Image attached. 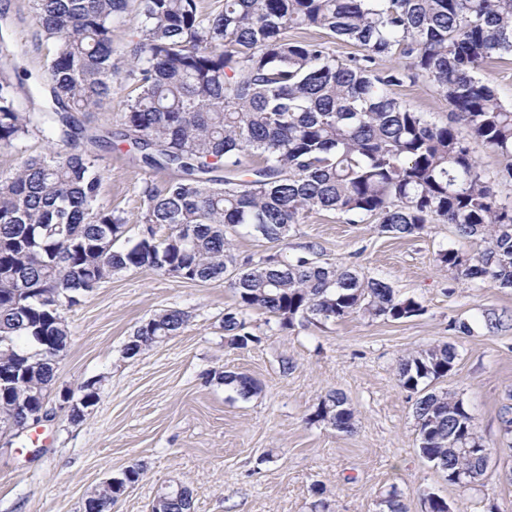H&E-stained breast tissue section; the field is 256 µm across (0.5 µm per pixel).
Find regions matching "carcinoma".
<instances>
[{
    "instance_id": "carcinoma-1",
    "label": "carcinoma",
    "mask_w": 512,
    "mask_h": 512,
    "mask_svg": "<svg viewBox=\"0 0 512 512\" xmlns=\"http://www.w3.org/2000/svg\"><path fill=\"white\" fill-rule=\"evenodd\" d=\"M129 0H34L33 22L54 44L51 79L35 93L39 112L17 104L8 69L23 54L0 20V148H19L42 135L47 153L21 157L0 176V373L31 366L0 388V427L20 405L40 411L52 389L54 345H69L66 311L112 276L151 269L186 281L224 277L238 306L224 313L231 345L255 341L252 310L291 328L303 321L336 322L353 315L400 320L423 312L385 281L349 267L300 256L270 254L237 265L233 236L245 228L279 244L313 210L351 224L378 221L382 233H421L441 221L484 248L469 263L445 250L440 263L468 279L512 288V203L494 186L512 182V162L495 173L482 168L469 141L512 159V103L478 76L483 65L512 55V0H220L205 13L201 0H139L138 40L131 58H113L114 20ZM322 30L361 54L342 58L329 42L290 30ZM396 63L383 69L377 61ZM125 75L136 94L121 116L125 141L140 142L135 159L179 175L161 190H144L140 235L115 243L126 221L100 201L102 173L93 148L112 132L90 134L74 113L102 109L112 80ZM423 77L451 107L438 125L406 107L394 89ZM188 316L152 315L125 345L133 357L178 333ZM457 358L451 344L431 345L399 358L400 386L419 394L414 404L418 449L446 477L463 470L480 481L479 459L461 441L488 449L462 398L429 391ZM213 378L249 399L260 391L248 375ZM309 421L340 433L354 430L347 398L330 392ZM143 469L128 467L114 488L87 491L84 512H112ZM170 503L151 512H187L168 488Z\"/></svg>"
}]
</instances>
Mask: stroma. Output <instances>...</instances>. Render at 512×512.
Here are the masks:
<instances>
[{
  "mask_svg": "<svg viewBox=\"0 0 512 512\" xmlns=\"http://www.w3.org/2000/svg\"><path fill=\"white\" fill-rule=\"evenodd\" d=\"M33 0H0L22 43L16 95L49 80L51 49L33 25ZM411 110L439 124L447 102L426 80L396 88ZM101 201L120 213L129 237L141 232L143 191L163 188L172 172L150 169L131 148L99 153ZM239 262L280 253L324 265L348 266L415 298L420 315L402 320L351 316L338 322L283 328L260 311L247 316L254 343L227 342L222 319L238 301L227 281L190 282L141 269L114 275L72 307L71 345L56 364L47 415L24 432L0 433V512H83L87 490L129 466L143 467L112 512H150L156 495L183 481L193 489V512H381L398 488L407 512H425L423 496L443 498L453 512H512V444L500 410L512 404V288L470 280L440 265L454 249L474 257L483 245L456 235L453 225H426L398 238L379 232L375 219L350 224L315 210L275 245L239 233ZM162 310L189 321L176 335L129 358L124 347L137 327ZM505 315L488 327L485 312ZM468 324L471 334L459 331ZM453 344V370L435 382L463 398L493 455L482 480L463 491L419 454L414 393L404 390L395 365L429 345ZM243 373L261 391L240 398L208 380L212 371ZM99 380L97 403L83 420L61 409L60 395L80 396ZM346 395L354 430L345 434L309 416L328 392Z\"/></svg>",
  "mask_w": 512,
  "mask_h": 512,
  "instance_id": "obj_1",
  "label": "stroma"
}]
</instances>
